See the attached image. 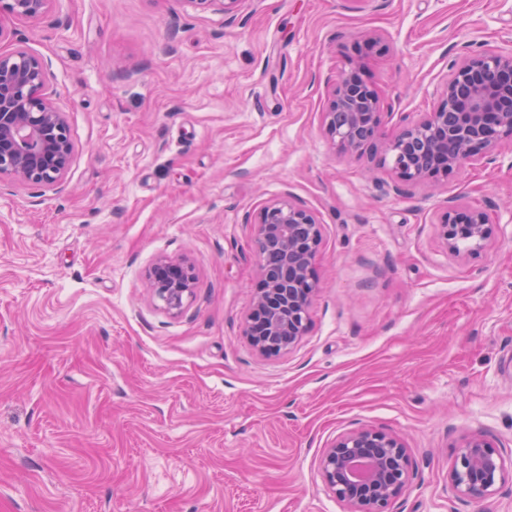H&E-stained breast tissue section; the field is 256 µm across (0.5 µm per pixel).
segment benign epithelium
Here are the masks:
<instances>
[{"mask_svg": "<svg viewBox=\"0 0 512 512\" xmlns=\"http://www.w3.org/2000/svg\"><path fill=\"white\" fill-rule=\"evenodd\" d=\"M54 0H0V13L35 20ZM234 21L240 0H189ZM438 104L416 121L384 136V113L357 60L329 92L326 132L351 157L383 153L405 184L446 178L464 163L512 146V47L468 53L454 61L436 88ZM75 158L64 112L46 87V65L18 50L0 54V183L60 192ZM486 210L452 206L439 219L446 251L460 243L480 252L494 236ZM321 243L318 216L286 194L267 203L255 224L260 279L244 334L257 354L290 353L306 334L317 290L315 264ZM147 282L159 308L182 315L195 296L191 264L162 257ZM318 469L325 489L346 512H391L411 487L413 462L402 440L370 426L351 429L323 449ZM509 477L503 452L481 432L464 437L448 467V487L459 500L494 495Z\"/></svg>", "mask_w": 512, "mask_h": 512, "instance_id": "1", "label": "benign epithelium"}]
</instances>
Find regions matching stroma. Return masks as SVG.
<instances>
[{
	"label": "stroma",
	"mask_w": 512,
	"mask_h": 512,
	"mask_svg": "<svg viewBox=\"0 0 512 512\" xmlns=\"http://www.w3.org/2000/svg\"><path fill=\"white\" fill-rule=\"evenodd\" d=\"M0 30L76 148L63 192L0 186V512H344L318 460L361 426L415 461L393 512H512L510 481L448 489L467 434L512 458V150L401 186L323 126L357 54L386 134L432 111L460 54L512 45V0H53ZM286 194L321 222L318 291L264 358L254 225ZM451 205L490 213L479 255L441 246ZM162 256L196 272L179 317L145 281Z\"/></svg>",
	"instance_id": "stroma-1"
}]
</instances>
